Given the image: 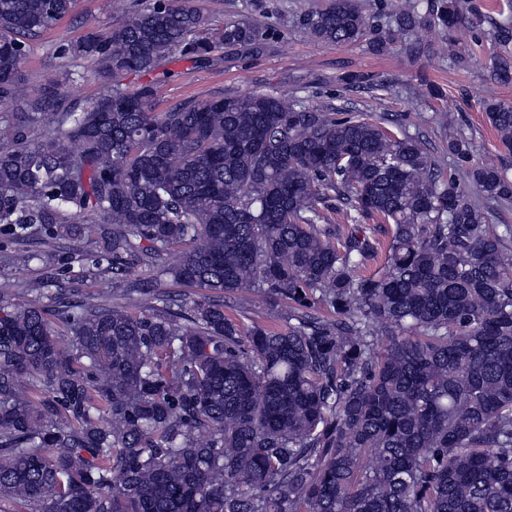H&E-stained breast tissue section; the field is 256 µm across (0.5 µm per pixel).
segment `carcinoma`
<instances>
[{
	"label": "carcinoma",
	"mask_w": 512,
	"mask_h": 512,
	"mask_svg": "<svg viewBox=\"0 0 512 512\" xmlns=\"http://www.w3.org/2000/svg\"><path fill=\"white\" fill-rule=\"evenodd\" d=\"M118 22L59 45L32 89L19 66L76 0H0V239L61 267L0 297V504L34 512H512V201L506 169L476 163L448 127L445 175L405 118L381 123L248 91L153 111L178 57L261 54V25L217 29L193 0H113ZM327 0L299 19L313 40L470 55L499 47L512 78V4ZM438 28L434 46L421 32ZM89 62L91 68L76 69ZM103 78L87 103L77 79ZM482 110L512 155V105ZM352 229L342 232L331 214ZM392 225L378 275L358 270ZM95 237V250L85 240ZM77 262L91 293L64 278ZM153 276L130 284V271ZM202 294L168 291L166 280ZM283 322L244 327L224 295ZM69 348L63 347V337ZM104 79L77 80L65 87V93L69 99L79 102L91 100L103 90Z\"/></svg>",
	"instance_id": "carcinoma-1"
}]
</instances>
